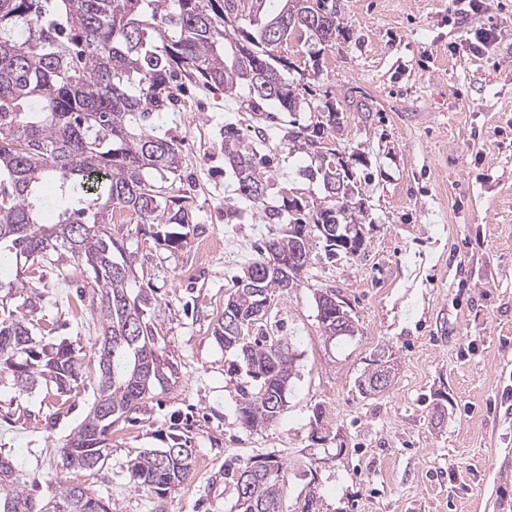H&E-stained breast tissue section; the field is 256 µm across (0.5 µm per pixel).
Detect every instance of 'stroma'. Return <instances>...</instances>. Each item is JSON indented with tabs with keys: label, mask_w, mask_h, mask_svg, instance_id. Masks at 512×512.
Instances as JSON below:
<instances>
[{
	"label": "stroma",
	"mask_w": 512,
	"mask_h": 512,
	"mask_svg": "<svg viewBox=\"0 0 512 512\" xmlns=\"http://www.w3.org/2000/svg\"><path fill=\"white\" fill-rule=\"evenodd\" d=\"M343 32L306 69L309 47L289 41L302 105L250 112L247 87L225 92L199 82L154 122L182 150L175 191L189 199L187 243L170 250L136 223L113 232L135 254L132 292L150 298L161 348L176 366L134 412L118 420L103 467L78 480L112 512H238L228 463L271 454L285 473L281 512H512V0L487 13H458L453 0H338ZM501 38L470 48L477 31ZM342 115L328 147L355 156L366 246L328 261L314 238L299 286L276 290L250 336L285 339L294 376L275 420L243 428L249 384L239 352L213 330L261 246L281 225L262 223L237 196L224 163V126L240 128L269 157L266 202L325 201L313 150L286 149L289 122L314 125L327 105ZM27 287L0 307L21 310L37 341L69 345L80 373L69 390L38 384L19 392L0 370V455L16 485L43 502L69 473L60 450L98 389L99 297L68 252L27 273ZM339 294L358 331L328 338L319 292ZM396 360L391 386L363 397L357 382L373 356ZM189 440L191 482L163 495L128 474L129 460Z\"/></svg>",
	"instance_id": "stroma-1"
}]
</instances>
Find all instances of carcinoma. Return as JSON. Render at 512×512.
Masks as SVG:
<instances>
[{"mask_svg": "<svg viewBox=\"0 0 512 512\" xmlns=\"http://www.w3.org/2000/svg\"><path fill=\"white\" fill-rule=\"evenodd\" d=\"M258 0H0V252L24 263L51 261L69 251L100 291L98 398L62 454L75 472L105 464L112 425L135 411L155 385L168 382L173 364L159 346L158 322L150 303L128 294L132 253L112 234L115 213L136 223L159 226L191 223L183 196L165 183L180 171L181 150L150 124L154 113L176 107L174 79L191 77L230 92L240 84L283 112L299 103L284 72L288 59L274 54L290 40L327 45L341 32L336 0H297L302 22L288 20V3L250 31H230L251 15ZM336 126V111L313 128L291 126L284 145L309 141L325 126ZM308 177L321 178L327 205L312 216L309 229L325 238L322 226L339 223V234L358 223L351 212L336 217V150L325 148ZM224 160L232 168L237 194L258 209L266 224H306L298 214L306 205L288 199L278 208L265 205L270 180L254 150L241 144L240 130L224 126ZM54 187L65 201L53 224L40 222L43 188ZM172 250L186 244L179 231L155 232ZM288 235L272 238L241 279L279 257L287 260ZM261 297L237 286L225 308L247 315ZM278 339L244 336L235 348L246 364L264 376L243 393L238 408L244 428L269 423L293 374L289 348ZM0 364L11 370L22 392L43 375L66 391L78 375L65 345L36 348L33 326L24 315L0 319ZM267 465L245 477L249 463L224 470L245 499L239 512H279L281 463L265 455ZM14 466L0 456V512H111L110 503L76 479L66 480L49 500L37 505L14 486ZM131 478L159 495L194 477L187 442L173 440L164 450L136 457Z\"/></svg>", "mask_w": 512, "mask_h": 512, "instance_id": "obj_1", "label": "carcinoma"}]
</instances>
